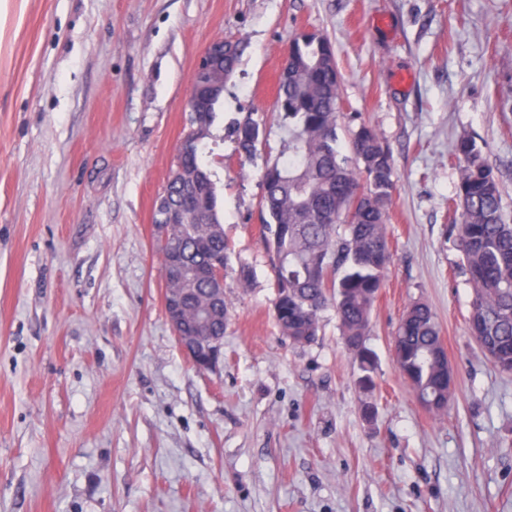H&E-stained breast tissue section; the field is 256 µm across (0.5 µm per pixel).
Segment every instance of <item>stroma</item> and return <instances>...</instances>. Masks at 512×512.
<instances>
[{
	"label": "stroma",
	"mask_w": 512,
	"mask_h": 512,
	"mask_svg": "<svg viewBox=\"0 0 512 512\" xmlns=\"http://www.w3.org/2000/svg\"><path fill=\"white\" fill-rule=\"evenodd\" d=\"M303 33L331 41L343 112L394 159L368 394L334 309L304 345L274 319L261 175L288 144L277 78ZM224 38L243 53L207 161L229 323L200 371L164 317L151 224L195 64ZM247 118L265 130L249 157L228 130ZM467 136L512 217V0H0V512H512V374L470 335L452 228ZM417 300L454 371L437 417L392 361Z\"/></svg>",
	"instance_id": "35a3bbf8"
}]
</instances>
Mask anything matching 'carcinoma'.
<instances>
[{
  "label": "carcinoma",
  "instance_id": "cac0c4a2",
  "mask_svg": "<svg viewBox=\"0 0 512 512\" xmlns=\"http://www.w3.org/2000/svg\"><path fill=\"white\" fill-rule=\"evenodd\" d=\"M221 71L234 72L243 48L227 42ZM332 43L302 34L289 47L298 63L277 88L275 109L288 132V148L262 177V211L269 220L267 246L276 283L274 317L282 335L298 344L317 339L319 316L333 303L343 342L357 359V383L375 387V357L366 346L371 314L390 259L386 224L395 191L394 161L375 128L341 112V76L323 66ZM224 95L219 90L200 103L208 121H192L177 169L169 177L153 220L193 197L177 226L180 261L197 269L227 255L220 205L205 162L206 143ZM347 129L348 153L339 146ZM232 133L248 157L263 140L264 129L247 118ZM454 202L459 214L458 241L465 273L473 286L469 330L504 372H512V223L506 218L499 182L481 148L463 137ZM443 336L432 308L411 303L393 339V359L417 400L441 414L448 406L435 352Z\"/></svg>",
  "mask_w": 512,
  "mask_h": 512
}]
</instances>
